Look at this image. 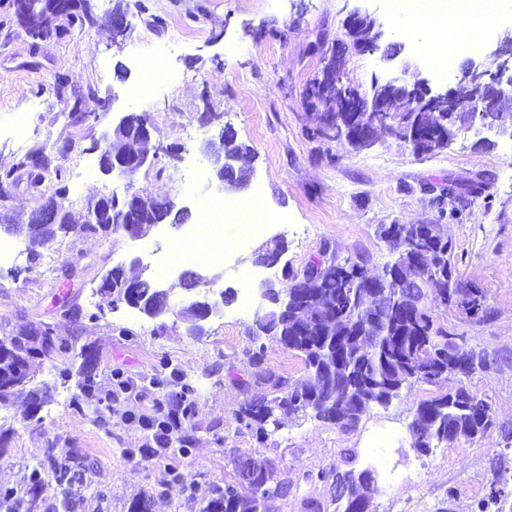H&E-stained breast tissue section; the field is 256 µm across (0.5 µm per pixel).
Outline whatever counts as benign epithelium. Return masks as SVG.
<instances>
[{
  "label": "benign epithelium",
  "mask_w": 512,
  "mask_h": 512,
  "mask_svg": "<svg viewBox=\"0 0 512 512\" xmlns=\"http://www.w3.org/2000/svg\"><path fill=\"white\" fill-rule=\"evenodd\" d=\"M112 42L125 41L133 32L130 20L129 4L120 0L112 9V22L109 28ZM346 44L360 52H382L383 57L394 60L402 53V45L390 43L381 47L383 33L377 26L376 18L368 6L354 8L344 24ZM458 83L472 81V93L465 99L458 98V87L434 89L424 80L408 82L401 78L372 80L370 89L336 96V123L348 124L359 131L358 140L372 143L378 135L408 140L415 139L411 133L396 121V116L407 112L437 115L441 112H456L468 116H485L487 112H502L512 108V36L505 38L493 53L490 65L485 66L474 59H467L460 68ZM327 78L333 80L336 88L349 87L345 79L344 63L341 53L329 59L325 67ZM134 111L121 113L112 123L109 132L95 139L85 148L88 153L97 155L100 171L105 175L120 169L123 176L130 179L145 166H152L161 156L169 155V150L156 147L154 152H139L132 160L122 166L116 165V156L122 144L130 137L150 143L153 125L144 120L139 125H131L130 116ZM228 127L220 128L216 138L206 143L204 154L210 162V180L218 182L226 191L243 189L249 180L248 169L239 165L242 155H227L223 152L224 132ZM123 205V211L117 216L111 215V207L99 208L93 212L95 221L107 220L117 225V233L129 241L147 237L155 224L149 222L138 206V195L126 187L123 194H112V207ZM35 223L52 224L56 220V209L50 197L33 209ZM218 278L202 274L196 270H185L178 276V284L186 291H198L202 296L194 300L188 308L193 315L189 334L197 336L206 331L210 317L219 312L224 305V292L216 293L213 286ZM172 288L155 287L152 293L142 298L132 294L125 304L137 308L150 318H159L171 310Z\"/></svg>",
  "instance_id": "benign-epithelium-1"
}]
</instances>
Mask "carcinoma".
Returning a JSON list of instances; mask_svg holds the SVG:
<instances>
[{"instance_id":"obj_1","label":"carcinoma","mask_w":512,"mask_h":512,"mask_svg":"<svg viewBox=\"0 0 512 512\" xmlns=\"http://www.w3.org/2000/svg\"><path fill=\"white\" fill-rule=\"evenodd\" d=\"M13 17L24 21L29 29H38L55 36L64 34L65 28L54 24V0H11ZM92 20L88 11L76 8L69 14L67 25L82 31ZM334 112L319 115L321 131L338 140H349L343 125H335ZM452 125L460 131L457 116L453 113L437 118L427 117L418 127L429 128ZM42 152L36 148L14 159L9 166H0V190L25 180L37 188L49 183L51 198L57 210L54 224L36 225L42 242L57 237V233L82 235H109L111 225L91 220V210L96 203L88 202L86 211L75 215L64 202L70 195V183L64 172L51 169L37 172L31 168L29 158ZM454 197L428 199L439 217L458 220L466 205L462 186H457ZM143 211L156 220H163L168 211L159 198H139ZM380 237L385 240L394 259L387 262L384 271L393 275L388 280L387 295L378 300L363 287L367 271L358 262L341 264L332 259L326 262L322 275L308 286V291L288 288L292 305L283 314L280 305L271 310L269 329L288 342V349L295 352L304 363L306 378L292 385L282 377L271 373L262 376L263 384L271 389L272 397L248 399L241 406L238 419L251 420L259 436L266 435L265 418L276 416L281 408L294 406L291 415L311 412L319 420L335 424L355 423L366 410L374 405L387 406L402 393L416 384H436L448 377V367L462 363L457 374L469 376L487 367L486 355L471 352L460 356L457 344L447 329L436 325L432 310L428 307V290L432 282L443 280L452 286L445 306L463 307L471 312L482 309L481 291L461 285L452 263L454 246L442 231L440 224H381ZM424 254L428 268H418L411 257ZM127 280L122 271L112 273L109 284L96 292L107 303L122 301L131 295L126 288ZM44 340L37 346L31 343L25 324L0 320V405L14 399L13 387L16 371L20 370L32 382L35 372L33 361L49 358L55 352L80 349V355L94 352L90 344L77 346L79 337L65 339L56 334L50 322H41ZM77 388L74 396L76 408L81 401L96 400L93 414L99 415V405L112 403V390H101L96 378L88 377L77 368ZM412 426L417 433V447L438 448L450 445L460 438L483 436L493 426L491 405L477 397L464 386L441 393L419 403ZM86 460L65 457L54 460L50 469L62 484L74 481ZM253 482L246 488L238 487L236 480L224 482V492L210 500L201 512H267L270 501L288 495V483L275 482L266 467L252 465ZM375 475L372 469L358 472L348 470L336 473V479L348 486V496L336 498L338 512H368L371 496L378 491L377 482L367 476ZM494 512H512V502L504 489H491L483 500L480 512L489 508Z\"/></svg>"}]
</instances>
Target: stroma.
<instances>
[{"instance_id":"stroma-1","label":"stroma","mask_w":512,"mask_h":512,"mask_svg":"<svg viewBox=\"0 0 512 512\" xmlns=\"http://www.w3.org/2000/svg\"><path fill=\"white\" fill-rule=\"evenodd\" d=\"M114 3L95 5V23L83 32L35 45L12 22L10 0H0V165L70 134L88 145L118 113L133 108L150 115L154 144L178 146L177 155L129 179L102 174L93 154L54 158V166L71 179L68 207L84 212L90 200L130 186L189 208L195 224L201 201L216 192L201 149L228 124L250 150L251 179L245 189L224 193V200L260 196L269 213L287 218L288 227H272L240 246L237 218L222 220L223 244L236 249L233 266L210 264L203 253L196 268L219 274L218 289H231L235 299L202 336L187 333L183 310L192 297L180 291L160 319L124 305L88 318L101 302L95 289L108 269L122 264L127 275H146L152 255L166 245L161 228L146 237L143 250L112 234L61 235L53 242L54 265L24 252L0 267V315L14 322L49 321L59 336L93 344L101 385H109L116 372L142 383L166 360L195 388L188 443L171 444L144 461L135 451L145 444V431L124 424L121 416L151 411L155 391L122 396L105 427L74 407L75 381L60 375L78 367L77 352L42 359L36 379L52 386L51 400L34 413L18 403L0 406V487L16 491L0 498V512H58L64 500L69 512H133L138 505L145 512H200L223 489L239 456L269 464L287 482V497L272 501L270 512H309L313 505L336 512L334 474L364 468L375 469L378 477L370 512H479L496 478L495 460L512 467V139L495 136L482 144L474 130H462L447 148L419 155L391 137L361 150L342 140L309 138L318 110L307 91L324 69V47L342 39L354 0H146L147 13L132 18L131 38L117 45L107 39ZM372 7L386 41L404 43L402 60L430 82L454 83V75L428 64L421 38L391 0H374ZM154 15L164 27L151 24ZM485 27L483 41L469 50L483 63L512 35V9L498 6L487 14ZM346 72L367 86L399 70L381 54L353 51ZM60 74L84 96L92 119L59 120L64 105L53 84ZM21 112L33 113L34 121L18 136L13 127ZM205 112L216 113L217 122L203 124ZM450 177L478 189L458 222L440 221L421 191ZM438 222L455 246L461 283L482 288L485 310L471 317L454 307L439 308L434 318L460 350L485 352L487 369L415 385L391 405L370 408L352 426L286 417L279 429L257 439L237 419L246 399L269 392L258 383L257 370L291 383L305 375L300 358L276 336L256 329L262 289H285L290 276L318 258L360 261L368 273H381L392 255L378 225ZM277 245L284 254L276 267L257 264L259 253ZM243 271L252 273L249 283H242ZM246 287L253 295L247 308L240 299ZM69 304L85 311V319L74 322L65 310ZM258 347L264 354L256 367L247 352ZM460 385L491 404L494 427L483 437L419 452L410 429L418 404ZM69 454L90 466L68 486L56 482L47 463ZM37 467L41 484L31 498L28 477Z\"/></svg>"}]
</instances>
